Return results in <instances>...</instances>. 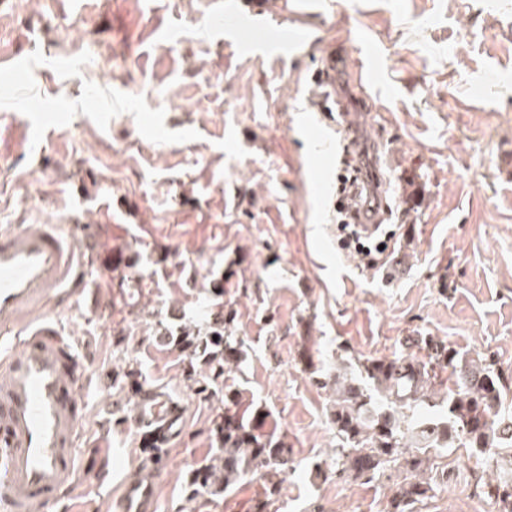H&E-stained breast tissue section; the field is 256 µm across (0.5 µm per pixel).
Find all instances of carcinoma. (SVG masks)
<instances>
[{
	"instance_id": "carcinoma-1",
	"label": "carcinoma",
	"mask_w": 512,
	"mask_h": 512,
	"mask_svg": "<svg viewBox=\"0 0 512 512\" xmlns=\"http://www.w3.org/2000/svg\"><path fill=\"white\" fill-rule=\"evenodd\" d=\"M174 342L188 356L205 358L209 372L195 380L199 391L239 362L243 342L234 336L231 313L217 312L204 332L186 328ZM424 356L399 355L367 359L358 375L338 365L320 385L333 389L331 420L336 430L329 470L337 478L372 481L387 467L405 461L406 471L389 498L388 512H414L432 490L421 474L441 450L469 448L496 462L499 471L477 483L479 495L512 512V370L503 369L491 353L462 354L431 336L416 338ZM262 413L243 405L238 392L224 393V420L217 427L219 454L197 468L192 495L225 491L247 476L266 481L267 512L277 494L288 456L284 442L256 431Z\"/></svg>"
}]
</instances>
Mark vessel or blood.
Instances as JSON below:
<instances>
[{
	"instance_id": "vessel-or-blood-1",
	"label": "vessel or blood",
	"mask_w": 512,
	"mask_h": 512,
	"mask_svg": "<svg viewBox=\"0 0 512 512\" xmlns=\"http://www.w3.org/2000/svg\"><path fill=\"white\" fill-rule=\"evenodd\" d=\"M207 25L235 32L241 17L216 0ZM385 207L378 192L373 207L353 212L372 233ZM84 264L74 234L57 225L0 230V512H54L78 489L79 390L87 378L51 307L71 294ZM129 394L142 445H165L182 432L186 411L167 392L137 384ZM158 492L156 466L142 463L124 477L117 512H157Z\"/></svg>"
}]
</instances>
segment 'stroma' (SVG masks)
<instances>
[{"instance_id": "stroma-1", "label": "stroma", "mask_w": 512, "mask_h": 512, "mask_svg": "<svg viewBox=\"0 0 512 512\" xmlns=\"http://www.w3.org/2000/svg\"><path fill=\"white\" fill-rule=\"evenodd\" d=\"M211 0H8L0 27V229L76 224L83 282L54 316L88 377L80 487L69 512H110L142 460L126 386L167 391L186 425L166 451L158 512H254L263 482L188 500L218 448L223 397L198 392L202 359L159 337L231 310L244 355L225 379L261 404L288 463L269 512H386L401 474L316 475L336 446L320 379L342 350L417 354L413 336L491 352L512 369V0H236L272 39L303 25L302 59L256 57L206 29ZM380 55L379 144L394 198L387 266L342 250L335 184L313 178L300 118L310 75L337 51ZM111 64H104V57ZM196 201L177 206L179 196ZM112 461L99 483L97 461ZM440 486L414 512H492L488 461L437 457Z\"/></svg>"}]
</instances>
